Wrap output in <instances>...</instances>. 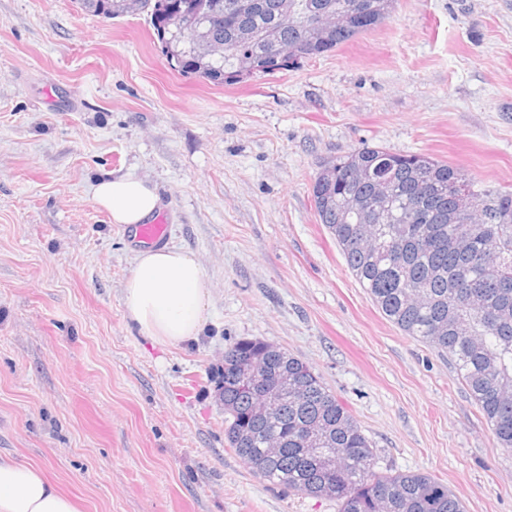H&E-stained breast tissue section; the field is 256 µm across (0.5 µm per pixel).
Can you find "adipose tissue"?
Here are the masks:
<instances>
[{
    "label": "adipose tissue",
    "mask_w": 512,
    "mask_h": 512,
    "mask_svg": "<svg viewBox=\"0 0 512 512\" xmlns=\"http://www.w3.org/2000/svg\"><path fill=\"white\" fill-rule=\"evenodd\" d=\"M93 200L112 223L131 227L149 221L160 197L147 181L107 175L94 187ZM127 280L126 314L148 336L171 344L199 336L207 319L208 292L203 270L191 254L175 247H150L135 256ZM0 512H81L37 467L0 458Z\"/></svg>",
    "instance_id": "1"
}]
</instances>
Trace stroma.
I'll list each match as a JSON object with an SVG mask.
<instances>
[{"label":"stroma","mask_w":512,"mask_h":512,"mask_svg":"<svg viewBox=\"0 0 512 512\" xmlns=\"http://www.w3.org/2000/svg\"><path fill=\"white\" fill-rule=\"evenodd\" d=\"M366 146L512 190V0H396L340 48L236 85L172 70L149 13L0 0V455L83 512H338L255 476L224 438L213 376L259 338L347 405L376 472L426 473L466 512H512V450L319 222L316 175ZM107 173L155 187L168 245L201 264L196 341L128 319L137 245L93 201Z\"/></svg>","instance_id":"obj_1"}]
</instances>
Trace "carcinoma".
Returning a JSON list of instances; mask_svg holds the SVG:
<instances>
[{
  "label": "carcinoma",
  "mask_w": 512,
  "mask_h": 512,
  "mask_svg": "<svg viewBox=\"0 0 512 512\" xmlns=\"http://www.w3.org/2000/svg\"><path fill=\"white\" fill-rule=\"evenodd\" d=\"M395 0H141L162 53L175 70L217 84L287 71L382 24ZM108 19L125 15L124 0H79ZM362 8L355 24L324 40L306 39L304 24L323 12ZM196 18L190 50L167 54L168 21ZM255 33L247 44L240 31ZM221 41L224 56L208 46ZM285 48V56L271 51ZM385 172L389 192L350 175L357 168ZM512 211V191L477 189L457 168L424 154L363 147L328 163L312 184L320 223L334 236L347 268L383 315L406 335L433 345L455 364L502 448L512 450V222L487 224L471 216L455 224L448 182ZM357 200L372 203L375 224L347 216ZM263 367L288 377V400L272 412L261 395L240 384L243 369ZM229 415L226 440L260 478L292 492L336 500L340 512H464L447 486L426 473L378 474L374 451L350 410L311 367L262 339H240L224 351L218 376Z\"/></svg>",
  "instance_id": "obj_1"
}]
</instances>
